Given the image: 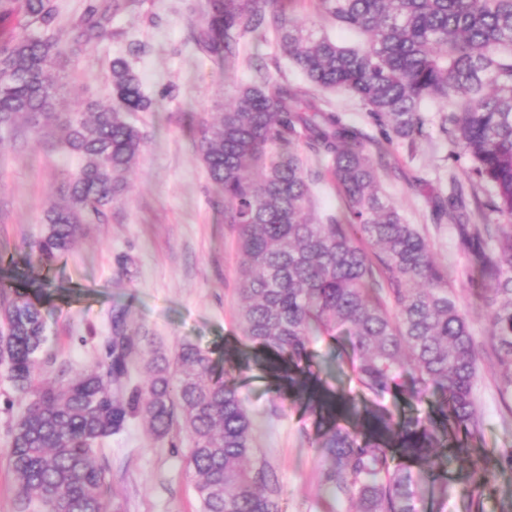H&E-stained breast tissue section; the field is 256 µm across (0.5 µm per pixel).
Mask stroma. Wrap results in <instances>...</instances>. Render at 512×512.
<instances>
[{
  "label": "stroma",
  "mask_w": 512,
  "mask_h": 512,
  "mask_svg": "<svg viewBox=\"0 0 512 512\" xmlns=\"http://www.w3.org/2000/svg\"><path fill=\"white\" fill-rule=\"evenodd\" d=\"M52 2L56 27L68 42L63 65L52 73L57 111L83 112L89 104L111 102L110 65L117 57L128 60L155 105L132 116L145 144L128 191L103 221L81 226L69 252L48 272L30 264L29 245L43 231L46 206L65 201V182L79 161L56 136L0 130V281L29 289L46 278L52 283L44 377L63 363L91 368L110 334L113 309L126 307L165 349L195 343L223 364L239 387L256 459L273 473L284 512H322L327 462L314 446L313 419L294 398L277 393L261 355L242 335L237 232L224 221V196L208 178L194 133L197 122L223 111L240 83L285 80L300 87L299 71L271 33L245 36L239 56L229 61L197 50L191 32L206 20V0H140L91 43L75 39L90 0ZM297 150L315 180L316 213L338 212L341 201L326 163L305 145ZM388 159L396 172L382 177L383 194L428 235L436 258L447 265L448 282L480 351L475 392L481 427L468 442L469 456L448 455L447 495L420 491L424 512H512V469L496 465L512 450V397L501 394L503 369L490 347L493 305L477 295L454 223L437 222L430 204L433 196L451 194V177L461 176L469 162L437 134L412 149L393 142ZM355 362L346 337L313 347L312 368L324 388L359 403L371 401L355 379ZM25 406L0 376V512H20L6 448ZM190 449L185 433L159 439L137 419L106 439L95 459L110 470L116 512H199ZM475 464L489 469L490 488L470 500L460 495L459 479Z\"/></svg>",
  "instance_id": "35a3bbf8"
}]
</instances>
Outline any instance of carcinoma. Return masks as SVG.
Here are the masks:
<instances>
[{
    "instance_id": "obj_1",
    "label": "carcinoma",
    "mask_w": 512,
    "mask_h": 512,
    "mask_svg": "<svg viewBox=\"0 0 512 512\" xmlns=\"http://www.w3.org/2000/svg\"><path fill=\"white\" fill-rule=\"evenodd\" d=\"M133 0H100L79 37L97 39ZM286 0H207L208 22L193 31L198 49L235 57L247 34L273 32L281 53L321 91L357 96L387 143L409 146L428 135L423 108L438 110L439 133L462 150L480 216L512 219V0H318L328 22L363 37L346 46L298 25ZM19 17L18 30L0 34V129L24 127L39 135L63 133L81 164L66 186L68 203L44 210L42 236L30 258L49 269L65 255L80 225L101 220L128 186L144 136L131 121L152 108L129 62L112 61L114 103L90 115L55 111L52 65L65 55L51 33L52 0H0V21ZM195 134L209 179L224 192V223L238 229L239 326L270 357L269 369L327 428L316 447L330 457L323 474L327 505L354 500L357 512H420L413 489L447 493L446 447L456 433L481 426L475 387L480 371L476 338L448 286V266L417 225L383 199L382 154L343 113L284 81L274 90L250 82L235 92L217 120ZM303 141L331 162L344 209L325 220L312 216L311 179L295 143ZM432 202L435 219L458 223L481 288L499 303L489 337L512 391V225L464 224L455 200ZM101 359L88 371L66 367L40 379L47 342L42 292L9 287L0 293V374L28 399L10 430L7 455L22 509L39 512H112L107 470L96 447L141 419L157 438L175 429L192 441L190 466L201 512H282L279 491L264 464H253V425L237 386L217 371L210 353L191 342L165 350L118 308L110 317ZM352 336L358 383L377 397L408 382L414 400L437 392L431 411L396 417L366 412L351 431L312 370V345ZM140 356L145 378L134 383ZM423 468L412 473L408 460ZM486 468L464 476L461 492L480 495Z\"/></svg>"
}]
</instances>
